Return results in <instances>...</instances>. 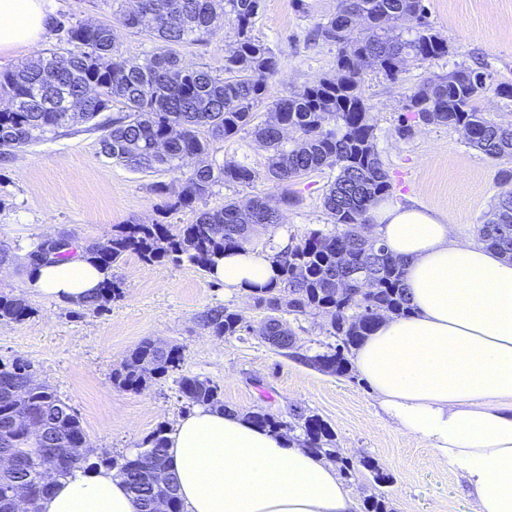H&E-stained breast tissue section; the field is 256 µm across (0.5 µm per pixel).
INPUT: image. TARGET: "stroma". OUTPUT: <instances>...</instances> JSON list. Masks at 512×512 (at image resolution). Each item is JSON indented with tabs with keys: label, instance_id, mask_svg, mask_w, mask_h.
I'll list each match as a JSON object with an SVG mask.
<instances>
[{
	"label": "stroma",
	"instance_id": "35a3bbf8",
	"mask_svg": "<svg viewBox=\"0 0 512 512\" xmlns=\"http://www.w3.org/2000/svg\"><path fill=\"white\" fill-rule=\"evenodd\" d=\"M337 0H263L254 34L278 53L270 95L279 99L314 78L334 75L336 47L314 41V25L336 11ZM429 19L452 49L443 59L409 67L396 79L362 72L365 102L376 127V144L390 175L389 196L418 201L444 216L465 237L477 238L495 199L506 186L501 162L472 148L461 130L418 126L397 133L405 97L424 78L466 64L512 81V0H427ZM118 0H48L49 15L66 13L88 23L114 24ZM100 131L77 121L53 137L0 161V249L10 260L0 267V293L21 295L32 314L0 321V361H31L42 381L77 412L94 448L115 459L131 454L157 429L183 416L179 375L199 376L220 389L225 409L248 415L264 409L287 418L301 406L335 434L338 457H370L389 474L378 486L368 470L346 486L356 501L384 492L392 512H474L462 477L437 465L428 448L405 434L377 405L363 378L323 373L259 337L220 338L200 322L208 309L241 312L253 324L263 313L246 293H227L222 282L197 265L128 254L114 274L120 297L100 312L80 302L50 301L29 292L25 248L36 238L68 233L81 244L105 242L122 224L159 220L161 197L153 181L179 183L180 172L150 177L99 154ZM216 160H235L264 172L268 153L248 133L214 145ZM334 174L315 172L291 189L301 202L281 211V222L256 240L253 252L269 254L281 238L299 242L314 229H328L322 197ZM146 338L178 347L180 373L149 377L139 391L119 388L112 373Z\"/></svg>",
	"mask_w": 512,
	"mask_h": 512
}]
</instances>
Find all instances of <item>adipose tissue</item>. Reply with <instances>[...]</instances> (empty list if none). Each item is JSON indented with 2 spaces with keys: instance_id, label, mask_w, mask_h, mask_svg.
Wrapping results in <instances>:
<instances>
[{
  "instance_id": "1",
  "label": "adipose tissue",
  "mask_w": 512,
  "mask_h": 512,
  "mask_svg": "<svg viewBox=\"0 0 512 512\" xmlns=\"http://www.w3.org/2000/svg\"><path fill=\"white\" fill-rule=\"evenodd\" d=\"M45 0H0V51H37ZM407 262L414 315L385 317L355 366L380 409L458 473L476 512H512V262L459 236L433 210L381 201L370 213ZM213 278L231 292L275 282L270 257L229 252ZM105 278L94 262L30 265L28 287L81 302ZM184 512H356L335 470L286 437L230 411L199 407L166 434ZM39 512H138L122 476L101 466L53 483Z\"/></svg>"
}]
</instances>
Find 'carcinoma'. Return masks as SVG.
Returning <instances> with one entry per match:
<instances>
[{
	"instance_id": "cac0c4a2",
	"label": "carcinoma",
	"mask_w": 512,
	"mask_h": 512,
	"mask_svg": "<svg viewBox=\"0 0 512 512\" xmlns=\"http://www.w3.org/2000/svg\"><path fill=\"white\" fill-rule=\"evenodd\" d=\"M261 2L130 0V6L116 13L120 26L171 46L207 43L224 32V24H231L235 39L224 48L220 71L186 68L172 49L126 58L115 49L110 26L58 14L53 28L64 35L67 47L23 69L0 72V95L8 98V106L0 109V157H12L56 135L77 115L94 120L119 103L121 111L98 124L104 157L130 171L150 173L182 168L186 160L196 159L184 172L180 189L153 184V192L164 198L165 213L189 210L194 213L191 223L123 224L104 244H67L48 256L43 255V240L31 243L27 259L32 262L67 260L79 252L106 270L97 296L85 302L94 312L120 295L121 282L112 270L127 253L135 252L147 262L186 259L207 269L214 258L248 249L260 232L276 226L280 206L299 203L297 195L286 191L290 182L326 168L336 172L322 201L333 229L312 230L272 254L276 284L249 292L248 299L266 311L263 340L318 371L352 379L353 352L370 335L378 316L408 317L414 312L404 287L405 262L389 253L379 237L363 235L371 209L389 194L391 183L376 147L361 70L369 66L393 79L411 64L447 57L450 47L428 21L425 0H338L336 13L318 23L314 33L338 47L336 75L318 77L269 105V83L279 59L253 33ZM359 20L366 23V33L357 38L353 32ZM489 90L512 98L511 81H498L464 65L425 80L407 96L409 115L398 133H411L414 123L446 125L463 130L468 144L488 158L512 163V123L493 120L481 106ZM264 105L270 117L260 121L258 110ZM202 128L208 137L199 136ZM244 131L269 153L265 176L285 187L279 204L254 195L226 198L219 209L196 208L218 187L251 186L259 179L247 165L211 158V141L230 140ZM289 131L295 134L291 143ZM478 235L487 247L512 260V191L499 196ZM310 311L328 319L327 333L335 338L326 351L313 356L301 353L298 336L283 319ZM31 313L24 297L0 294V321L21 322ZM201 323L219 337L253 332L242 314L226 307L207 310ZM181 361L179 349L160 348L146 339L112 378L118 386L138 391L147 375L165 376L179 370ZM18 378L27 386L20 401L14 398ZM178 386L189 409L219 402L218 388L208 380L183 375ZM27 416L52 423L59 435L52 451H43L37 439L15 426ZM249 419L272 431L298 430L302 447L336 457L330 428L301 407L292 410L288 421L264 410L250 413ZM0 436L12 442L23 459L18 470L0 472V512H12L8 490L34 485L47 469L64 478L76 468L106 462L71 406L22 359L0 362ZM120 470L140 512H152L153 501L167 497L165 485L157 480V473L167 470L164 433L124 457Z\"/></svg>"
}]
</instances>
